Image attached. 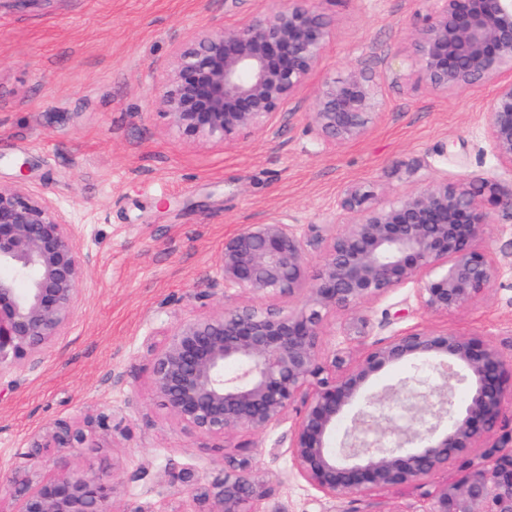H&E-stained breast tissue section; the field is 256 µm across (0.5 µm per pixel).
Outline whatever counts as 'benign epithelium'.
<instances>
[{"instance_id": "7a95c632", "label": "benign epithelium", "mask_w": 512, "mask_h": 512, "mask_svg": "<svg viewBox=\"0 0 512 512\" xmlns=\"http://www.w3.org/2000/svg\"><path fill=\"white\" fill-rule=\"evenodd\" d=\"M272 13L214 24L177 41L158 95L168 128L189 144L225 147L289 120L288 102L308 82L332 32L316 0H281ZM416 32L417 62L435 90L493 82L485 122L492 154L512 166V0H428ZM377 86L362 67L322 81L310 112L313 153L363 138L379 115ZM20 175L0 184V367H23L69 324L92 258L78 251L62 211ZM362 186L347 190L341 230L304 228L287 215L243 225L224 239L217 266L229 293L251 303L162 324L151 344L157 396L177 420L232 438L278 427L273 444L296 473L329 499L368 496L405 485L425 489L422 512H512V358L477 335L397 329L367 343L409 313H446L486 293L498 261L475 243L491 210L512 214V191L467 179L435 180L389 206H372ZM328 242L309 278L311 249ZM409 284L416 306L377 321L363 307ZM299 294L304 304L261 300ZM347 314L345 341L323 351V318ZM236 372H226L227 365ZM392 365L411 371L379 394L369 379ZM467 390L464 402L457 387ZM349 420L338 446L336 426ZM80 428L48 429L36 451L90 448ZM445 472L447 482L431 486ZM18 512H112L114 487L94 471L62 469L36 484L13 480ZM269 477L249 458L205 488L201 512H252L270 496Z\"/></svg>"}]
</instances>
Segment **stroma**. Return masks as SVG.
I'll return each instance as SVG.
<instances>
[{
    "instance_id": "obj_1",
    "label": "stroma",
    "mask_w": 512,
    "mask_h": 512,
    "mask_svg": "<svg viewBox=\"0 0 512 512\" xmlns=\"http://www.w3.org/2000/svg\"><path fill=\"white\" fill-rule=\"evenodd\" d=\"M280 0H0V182L30 160V186L65 214L91 255L70 324L20 369L0 370V477L33 482L59 468L110 476L114 512L165 502L197 512L196 495L222 477L224 441L176 420L153 387L149 346L162 321L215 311L224 287L217 259L242 225L290 215L344 222L353 186L384 206L432 180L491 179L512 189V167L491 153L484 110L494 86L435 92L416 64L426 0H330L333 34L275 131L226 147L190 145L150 105L171 44L202 27H232ZM365 64L380 115L360 140L312 154L306 112L324 79ZM447 155H440V148ZM478 249L502 265L498 283L462 308L416 316L431 330L483 336L512 352V215L492 212ZM112 417L111 429L99 423ZM85 430L91 447L33 460L43 428ZM280 430L241 433L273 477L281 512H418L422 491L392 488L362 499L322 497L270 448ZM190 482H182L183 472Z\"/></svg>"
}]
</instances>
